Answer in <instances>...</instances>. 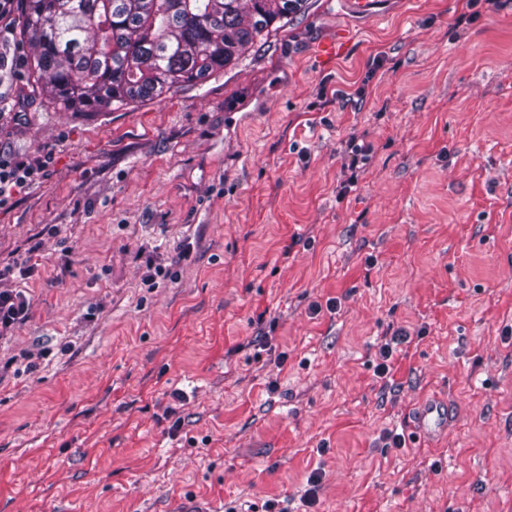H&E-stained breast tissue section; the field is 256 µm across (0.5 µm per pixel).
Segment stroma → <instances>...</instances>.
Segmentation results:
<instances>
[{
	"instance_id": "1",
	"label": "stroma",
	"mask_w": 512,
	"mask_h": 512,
	"mask_svg": "<svg viewBox=\"0 0 512 512\" xmlns=\"http://www.w3.org/2000/svg\"><path fill=\"white\" fill-rule=\"evenodd\" d=\"M465 10L307 0L111 112L31 91L0 31V150L54 155L0 209V291L29 302L0 334V512H512V0ZM430 396L452 414L422 443ZM409 336L406 332H397L393 336H391L390 341L386 342L384 346L381 347L378 355L379 363L376 364V376L380 379H386L391 372V359L393 356V352L395 347L399 344H403L408 342Z\"/></svg>"
}]
</instances>
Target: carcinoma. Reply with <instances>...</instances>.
<instances>
[{"label": "carcinoma", "mask_w": 512, "mask_h": 512, "mask_svg": "<svg viewBox=\"0 0 512 512\" xmlns=\"http://www.w3.org/2000/svg\"><path fill=\"white\" fill-rule=\"evenodd\" d=\"M307 0H20L26 78L67 111L155 101L235 65Z\"/></svg>", "instance_id": "cac0c4a2"}]
</instances>
